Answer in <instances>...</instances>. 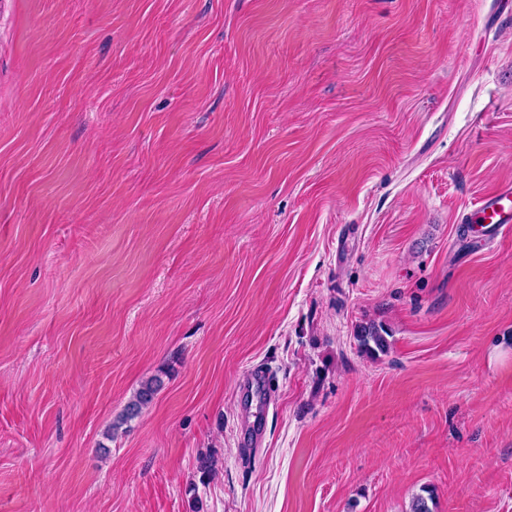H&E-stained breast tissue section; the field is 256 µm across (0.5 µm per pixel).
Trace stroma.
I'll return each instance as SVG.
<instances>
[{
	"instance_id": "obj_1",
	"label": "stroma",
	"mask_w": 512,
	"mask_h": 512,
	"mask_svg": "<svg viewBox=\"0 0 512 512\" xmlns=\"http://www.w3.org/2000/svg\"><path fill=\"white\" fill-rule=\"evenodd\" d=\"M507 184L512 0H0V512H512ZM478 219L487 224L491 232L510 227L512 223V186H504L478 206ZM387 331L375 323L358 326L354 338L358 343L359 349L370 355L383 353L387 350L389 342ZM160 381L157 378H150L142 382L132 400L127 404L122 421H128L137 417L142 409L150 404L156 394Z\"/></svg>"
}]
</instances>
